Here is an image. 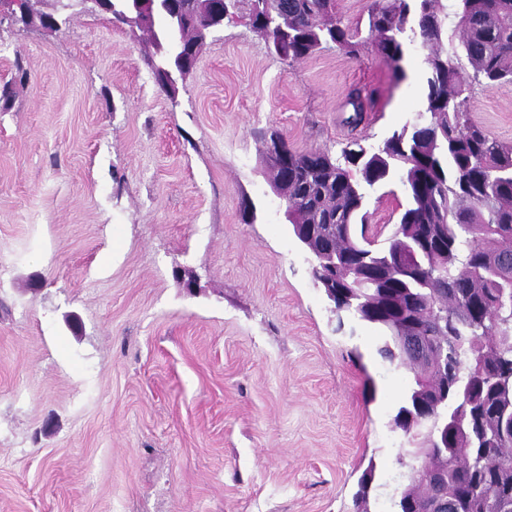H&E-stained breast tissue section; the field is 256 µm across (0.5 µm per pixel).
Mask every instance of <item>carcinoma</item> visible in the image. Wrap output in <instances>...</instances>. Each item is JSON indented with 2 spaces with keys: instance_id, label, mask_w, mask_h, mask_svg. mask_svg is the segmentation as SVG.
<instances>
[{
  "instance_id": "cac0c4a2",
  "label": "carcinoma",
  "mask_w": 512,
  "mask_h": 512,
  "mask_svg": "<svg viewBox=\"0 0 512 512\" xmlns=\"http://www.w3.org/2000/svg\"><path fill=\"white\" fill-rule=\"evenodd\" d=\"M458 43L445 47L443 0H372L366 26L336 17L334 0H224L231 21L246 7L257 34L283 61L336 44L354 54L365 43L406 77L413 48L425 82L423 110L378 148L296 151L287 141L288 222L311 224L309 251L336 263L339 311L388 333L382 357L395 359L396 336H418L424 354L406 356L414 383L394 416L412 433L410 458L439 474L417 475L392 499L395 512H512V269L495 259L512 251V144L492 140L467 102L477 87L512 84V0H453ZM208 5L178 0L134 20L164 50L169 66L191 49ZM395 186L406 204L398 228L378 244L368 223L369 191Z\"/></svg>"
}]
</instances>
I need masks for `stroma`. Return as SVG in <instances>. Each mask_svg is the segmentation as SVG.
Here are the masks:
<instances>
[{
	"mask_svg": "<svg viewBox=\"0 0 512 512\" xmlns=\"http://www.w3.org/2000/svg\"><path fill=\"white\" fill-rule=\"evenodd\" d=\"M33 10L67 20L0 16V512H355L368 469L391 512L412 375L315 282L264 134L382 144L421 50L402 80L367 46L288 63L239 19L171 97L145 32ZM469 111L512 143V84Z\"/></svg>",
	"mask_w": 512,
	"mask_h": 512,
	"instance_id": "35a3bbf8",
	"label": "stroma"
}]
</instances>
